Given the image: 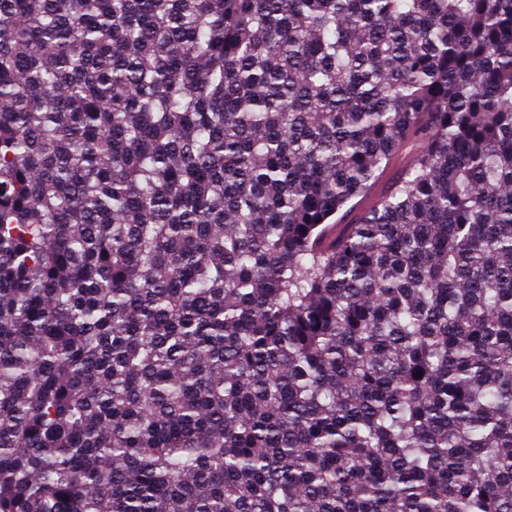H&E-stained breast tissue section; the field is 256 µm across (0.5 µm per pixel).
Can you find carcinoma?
<instances>
[{
	"label": "carcinoma",
	"instance_id": "obj_1",
	"mask_svg": "<svg viewBox=\"0 0 512 512\" xmlns=\"http://www.w3.org/2000/svg\"><path fill=\"white\" fill-rule=\"evenodd\" d=\"M0 512H512V0H0ZM411 160V153H403L398 159L394 161L392 165L388 167V169L384 172L382 177L373 184L370 188L372 191V196L369 197L366 192L363 196L357 199L356 202V211H362L369 209L370 205H372L377 198L380 196V199L387 193L391 184L397 179L400 175L404 167L409 164ZM368 195V196H367ZM367 196V197H366Z\"/></svg>",
	"mask_w": 512,
	"mask_h": 512
}]
</instances>
